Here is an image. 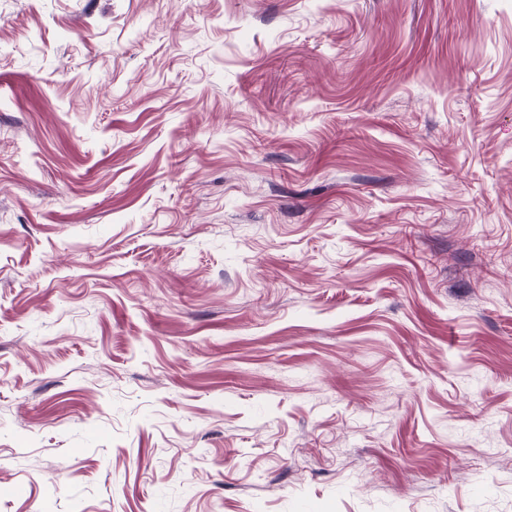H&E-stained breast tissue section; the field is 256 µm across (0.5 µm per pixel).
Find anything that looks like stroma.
Masks as SVG:
<instances>
[{
  "instance_id": "1",
  "label": "stroma",
  "mask_w": 512,
  "mask_h": 512,
  "mask_svg": "<svg viewBox=\"0 0 512 512\" xmlns=\"http://www.w3.org/2000/svg\"><path fill=\"white\" fill-rule=\"evenodd\" d=\"M512 512V0H0V512Z\"/></svg>"
}]
</instances>
